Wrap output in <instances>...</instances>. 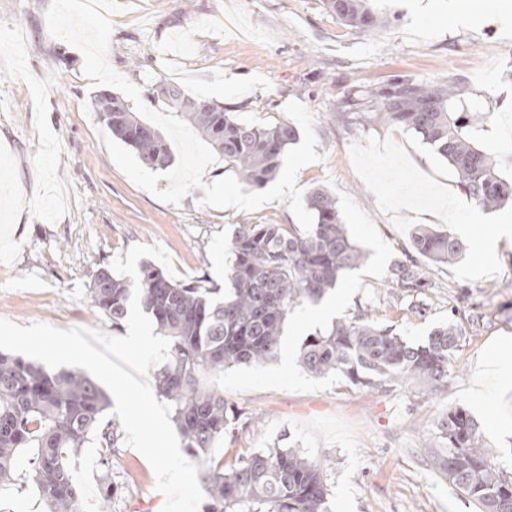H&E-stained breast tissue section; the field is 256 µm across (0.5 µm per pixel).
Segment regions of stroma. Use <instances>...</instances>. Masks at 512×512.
I'll use <instances>...</instances> for the list:
<instances>
[{
    "label": "stroma",
    "instance_id": "stroma-1",
    "mask_svg": "<svg viewBox=\"0 0 512 512\" xmlns=\"http://www.w3.org/2000/svg\"><path fill=\"white\" fill-rule=\"evenodd\" d=\"M112 14L107 61L149 91L165 81L224 105L264 126L301 102L314 119L321 159L301 168L304 193L331 194L354 241L367 254L335 291L298 307L280 353L259 367L226 369V405L254 417L232 425L212 452L225 466L277 445L326 463L333 512H476L433 466L448 407L470 412L483 443L512 478V390L470 389L482 358L512 367V242L480 267L473 250L430 266L431 284L413 291L392 282L398 261H418L411 246L421 225L459 235L499 223L501 211L476 207L447 162L404 128L368 121L338 123L334 114L356 89L398 78L449 83L482 103L489 150L512 158V0L472 16L473 0H367L386 16L361 31L327 13L320 0H122ZM50 0H0V317L26 326L89 328L127 335L91 302L98 269L137 244L161 245L179 281L208 278L223 287L236 224H290L287 202L242 212L200 205L192 190L177 206L137 187L113 162L98 132L100 89L83 71L81 52L53 38ZM364 316L419 343L451 322L461 335L448 387L361 389L344 377H313L297 362L310 334L338 319ZM142 478L128 483V471ZM83 512H101L103 489L117 493L111 512H161L145 458L126 444L106 452L98 438L74 460Z\"/></svg>",
    "mask_w": 512,
    "mask_h": 512
}]
</instances>
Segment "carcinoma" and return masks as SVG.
I'll use <instances>...</instances> for the list:
<instances>
[{"label":"carcinoma","instance_id":"cac0c4a2","mask_svg":"<svg viewBox=\"0 0 512 512\" xmlns=\"http://www.w3.org/2000/svg\"><path fill=\"white\" fill-rule=\"evenodd\" d=\"M325 9L360 30L379 27L381 17L364 0H323ZM152 96L164 102L230 165L243 184L261 189L278 173L288 146L298 137L283 118L266 126L237 120L224 106L208 103L160 82ZM97 112L113 138L131 147L153 167L171 162L166 141L138 113L114 95H100ZM357 124L379 120L403 127L430 145L451 168L458 186L485 211L512 206V176L498 153L487 150L489 129L477 101H461L449 84L397 79L381 88L359 90L336 113ZM314 215L306 233L295 224H235L228 287L213 288L203 277L173 282L155 264L140 270L144 313L171 342L170 358L153 373L155 388L171 407V419L186 451L206 463L203 512H330L325 466L295 448H265L226 468L209 458L217 441L239 415L229 416L224 391L214 380L239 365L275 359L283 326L296 307L316 305L366 254L342 223L335 198L320 189L307 198ZM416 253L434 264L455 262L464 241L430 228L412 234ZM391 276L403 288L429 285L427 270L395 263ZM133 283L106 267L89 288L94 305L117 328L128 315ZM460 333L453 323L435 327L412 343L390 327L362 317L339 319L304 340L299 362L316 376L341 374L360 388L403 387L413 381L433 393L448 385V363ZM110 401L78 369L53 370L40 362L0 352V491L32 482L42 512H82V491L72 470L91 436L107 449L117 445V428L104 423ZM443 448L435 457L440 473L478 512H512V481L483 446L474 418L450 407L441 423Z\"/></svg>","mask_w":512,"mask_h":512}]
</instances>
